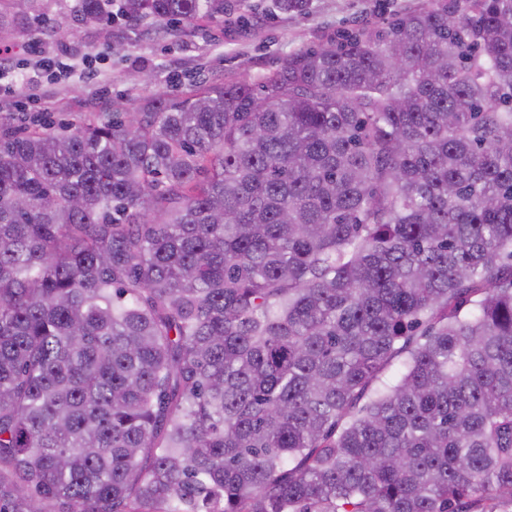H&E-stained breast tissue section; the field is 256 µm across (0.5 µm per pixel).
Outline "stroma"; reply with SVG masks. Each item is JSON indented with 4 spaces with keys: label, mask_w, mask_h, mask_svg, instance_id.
I'll return each mask as SVG.
<instances>
[{
    "label": "stroma",
    "mask_w": 512,
    "mask_h": 512,
    "mask_svg": "<svg viewBox=\"0 0 512 512\" xmlns=\"http://www.w3.org/2000/svg\"><path fill=\"white\" fill-rule=\"evenodd\" d=\"M422 2L307 0L286 12L277 0H224L223 14L165 32L147 21L78 22L77 0H0V16L17 27L0 64V113L18 125L40 113L65 124L86 117L95 100L127 108L243 72L257 81L301 47ZM42 14L53 27H38Z\"/></svg>",
    "instance_id": "1"
}]
</instances>
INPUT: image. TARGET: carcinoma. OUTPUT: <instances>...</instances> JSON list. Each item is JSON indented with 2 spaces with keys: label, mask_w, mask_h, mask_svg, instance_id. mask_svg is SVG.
<instances>
[{
  "label": "carcinoma",
  "mask_w": 512,
  "mask_h": 512,
  "mask_svg": "<svg viewBox=\"0 0 512 512\" xmlns=\"http://www.w3.org/2000/svg\"><path fill=\"white\" fill-rule=\"evenodd\" d=\"M0 512H512V0L0 117Z\"/></svg>",
  "instance_id": "cac0c4a2"
}]
</instances>
